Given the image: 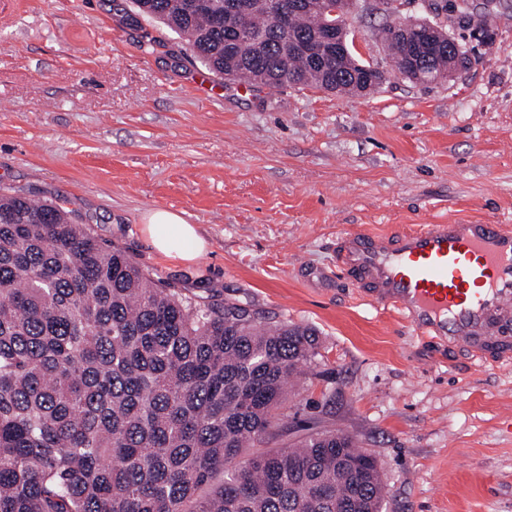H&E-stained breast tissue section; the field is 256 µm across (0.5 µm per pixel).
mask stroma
Instances as JSON below:
<instances>
[{
  "instance_id": "1",
  "label": "stroma",
  "mask_w": 512,
  "mask_h": 512,
  "mask_svg": "<svg viewBox=\"0 0 512 512\" xmlns=\"http://www.w3.org/2000/svg\"><path fill=\"white\" fill-rule=\"evenodd\" d=\"M361 0L373 33L451 12ZM493 38L448 81L397 76L367 95L224 79L132 0H0V187L71 210L107 246L174 288H210L314 330L318 355L263 449L315 430L374 455L382 512H512V365L413 334L336 273L338 236L420 224L512 225V0H469ZM156 210L210 247L186 265L143 234Z\"/></svg>"
}]
</instances>
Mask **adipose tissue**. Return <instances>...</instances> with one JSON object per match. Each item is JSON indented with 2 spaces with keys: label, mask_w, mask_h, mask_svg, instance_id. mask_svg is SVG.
<instances>
[{
  "label": "adipose tissue",
  "mask_w": 512,
  "mask_h": 512,
  "mask_svg": "<svg viewBox=\"0 0 512 512\" xmlns=\"http://www.w3.org/2000/svg\"><path fill=\"white\" fill-rule=\"evenodd\" d=\"M143 231L159 255L175 261L195 262L208 247L197 225L167 210L151 213Z\"/></svg>",
  "instance_id": "1"
}]
</instances>
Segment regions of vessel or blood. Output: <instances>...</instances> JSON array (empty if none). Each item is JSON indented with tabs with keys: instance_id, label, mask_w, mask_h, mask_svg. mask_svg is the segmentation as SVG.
Returning a JSON list of instances; mask_svg holds the SVG:
<instances>
[{
	"instance_id": "vessel-or-blood-1",
	"label": "vessel or blood",
	"mask_w": 512,
	"mask_h": 512,
	"mask_svg": "<svg viewBox=\"0 0 512 512\" xmlns=\"http://www.w3.org/2000/svg\"><path fill=\"white\" fill-rule=\"evenodd\" d=\"M336 266L373 306L482 364H512V225L423 224L350 233Z\"/></svg>"
}]
</instances>
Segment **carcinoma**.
I'll list each match as a JSON object with an SVG mask.
<instances>
[{
    "label": "carcinoma",
    "mask_w": 512,
    "mask_h": 512,
    "mask_svg": "<svg viewBox=\"0 0 512 512\" xmlns=\"http://www.w3.org/2000/svg\"><path fill=\"white\" fill-rule=\"evenodd\" d=\"M284 0H134L234 81L362 94L355 51L319 58V0L275 23ZM391 72L413 46L380 30ZM423 71L448 79V43ZM311 329L269 324L170 288L63 206L0 192V512H381L375 457L317 432L247 449L281 426L288 386L315 356Z\"/></svg>",
    "instance_id": "obj_1"
}]
</instances>
